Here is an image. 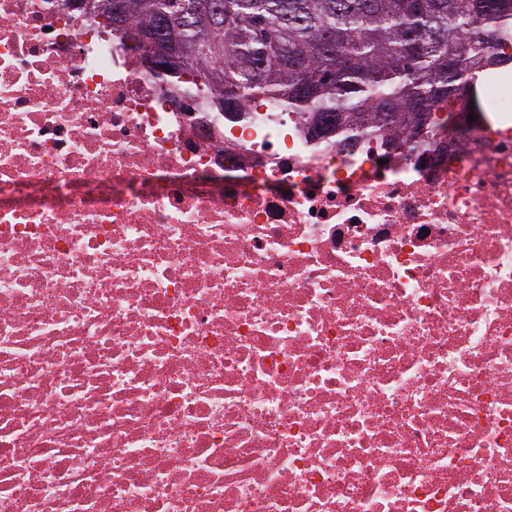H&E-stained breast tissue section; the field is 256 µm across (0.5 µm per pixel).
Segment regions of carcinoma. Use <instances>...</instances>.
Listing matches in <instances>:
<instances>
[{
  "label": "carcinoma",
  "mask_w": 512,
  "mask_h": 512,
  "mask_svg": "<svg viewBox=\"0 0 512 512\" xmlns=\"http://www.w3.org/2000/svg\"><path fill=\"white\" fill-rule=\"evenodd\" d=\"M129 38L170 15L167 41L194 42L197 55L176 77L190 94L225 112L279 97L328 132L341 124L448 125V103L481 111L478 91L493 65L509 68L503 40L512 0H130ZM224 74V84L210 75Z\"/></svg>",
  "instance_id": "carcinoma-1"
}]
</instances>
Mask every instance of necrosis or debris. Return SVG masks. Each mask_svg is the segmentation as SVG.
<instances>
[{
  "label": "necrosis or debris",
  "mask_w": 512,
  "mask_h": 512,
  "mask_svg": "<svg viewBox=\"0 0 512 512\" xmlns=\"http://www.w3.org/2000/svg\"><path fill=\"white\" fill-rule=\"evenodd\" d=\"M0 0V512H512V96L215 111Z\"/></svg>",
  "instance_id": "necrosis-or-debris-1"
}]
</instances>
